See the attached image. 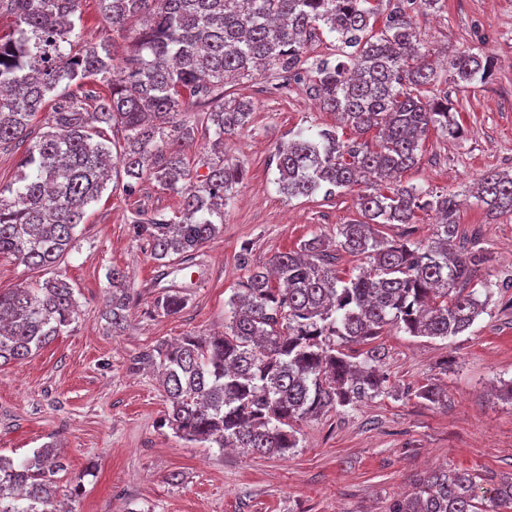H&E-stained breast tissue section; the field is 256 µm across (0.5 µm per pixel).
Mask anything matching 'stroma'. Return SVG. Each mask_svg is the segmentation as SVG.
Instances as JSON below:
<instances>
[{
	"instance_id": "1",
	"label": "stroma",
	"mask_w": 512,
	"mask_h": 512,
	"mask_svg": "<svg viewBox=\"0 0 512 512\" xmlns=\"http://www.w3.org/2000/svg\"><path fill=\"white\" fill-rule=\"evenodd\" d=\"M408 13L438 61L472 51L495 64L490 78L462 86L439 62L464 133L430 131L417 165L401 176L460 201L456 244L479 245L487 257L476 274L492 285L486 313L446 340L388 327L373 344L341 345L354 362L378 348L386 390L301 423L287 456L209 448L163 427L166 395L135 358L163 342L223 331L225 302L247 275L237 261L242 248L262 263L312 237H335L337 225L359 216L354 188L317 202L279 192L275 146L292 129L329 128L335 118L320 111L313 92L295 85L284 95L258 75L227 92L253 105L248 129L225 145L246 175L221 232L191 259L158 265L128 229L138 210L177 215L178 196L153 180L142 179L130 197L103 191L87 208L60 265L74 290L75 322L35 355L0 366V456L18 462L56 442L66 462L58 494L72 512H389L439 467L468 470L486 489L512 479V401L497 391L512 379V217L488 213L471 194L483 174L512 173V0H444L442 8L413 5ZM74 21L83 42L108 44L118 55L140 27L135 19L111 27L98 0H80ZM114 268L126 273L133 296L118 334L104 315ZM165 288L186 296L181 312L156 310ZM427 383L438 384L446 402L416 397Z\"/></svg>"
}]
</instances>
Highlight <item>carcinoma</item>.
Segmentation results:
<instances>
[{
    "label": "carcinoma",
    "instance_id": "1",
    "mask_svg": "<svg viewBox=\"0 0 512 512\" xmlns=\"http://www.w3.org/2000/svg\"><path fill=\"white\" fill-rule=\"evenodd\" d=\"M373 2L99 0L113 26L146 18L122 77L104 97L90 81L109 80L115 58L107 46L79 45L71 17L80 0H0V18L11 17L10 30L0 34V145L28 143L14 179L0 183V258L51 273L0 291V365L32 356L75 320L73 288L57 267L110 170L118 167L129 178L125 195L146 175L180 197L179 220L156 213L130 224L161 265L190 256L220 232L224 206L245 176L221 147L252 115L250 102L225 99L224 88L264 71L284 87L310 84L323 111L358 135L344 140L317 125L288 132L273 155L280 191L311 198L361 183L371 190L358 197L361 219L337 225L333 245L313 237L255 265L242 249L248 275L225 302L224 333L186 336L139 356L156 368L169 399L162 424L189 443L281 456L298 446L296 425L386 389L376 350L356 364L336 342L365 343L386 326L441 339L466 332L487 304L469 289L486 258L478 249L451 248L456 196L423 193L398 180L417 164L430 128L454 137L461 126L436 88L407 13L411 0H388L383 8ZM320 29L335 36L338 53L311 61L304 48ZM492 67L491 59L469 52L451 61L463 83L485 80ZM48 101L45 131L34 136L33 123ZM191 106L204 111L187 125L178 115ZM105 125L125 131L115 151ZM200 133L214 134L219 148L203 160L202 181L186 161ZM474 197L491 214L512 215V174H486ZM419 211L439 217L430 239L382 235L389 224L417 223ZM334 246L365 256L368 265L341 275L329 258ZM108 281L105 316L116 333L127 322L130 289L117 268ZM156 306L177 314L185 299L167 290ZM415 395L432 403L445 398L435 384ZM63 470L60 449L49 443L19 464L0 458V512H56L55 476ZM478 489L467 471L437 470L390 512H512V481L492 489L489 511Z\"/></svg>",
    "mask_w": 512,
    "mask_h": 512
}]
</instances>
